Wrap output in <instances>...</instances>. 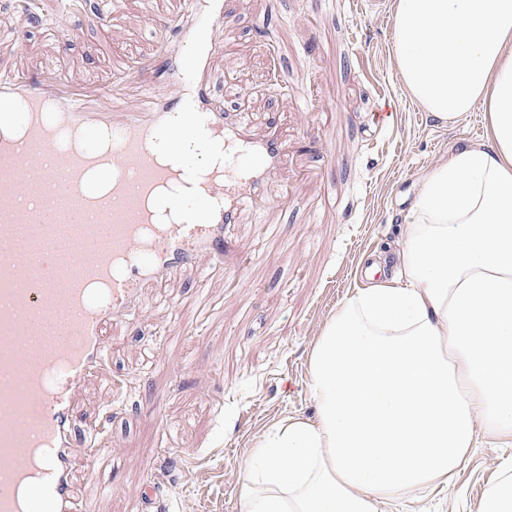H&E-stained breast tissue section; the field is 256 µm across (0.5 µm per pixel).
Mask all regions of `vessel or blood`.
<instances>
[{"label":"vessel or blood","mask_w":512,"mask_h":512,"mask_svg":"<svg viewBox=\"0 0 512 512\" xmlns=\"http://www.w3.org/2000/svg\"><path fill=\"white\" fill-rule=\"evenodd\" d=\"M223 22V0H184L178 21L154 20L152 61L115 69L106 85L118 99L125 81L148 67H165L166 77L141 84L136 104L125 112L111 111L99 96L53 71L0 77V102L15 107L0 115V128L19 121L30 133L25 142L0 138V164L10 166L0 177V512H96L95 498L75 491L70 463L78 457L109 459L116 450L96 446L94 424L85 443L75 445L71 416L80 382L92 373H108L104 328L113 317L140 316V290L146 283L181 266H198L203 252L222 259L225 236L243 217L263 221L260 203L284 148L274 139L250 138L243 121L225 112L223 101L205 89ZM200 124L242 150L232 172L204 188L197 179L199 165L182 154H174L166 166L153 160L158 134L169 131L182 139ZM70 129L82 132L91 145L102 132L112 135L109 167L125 179L112 186L110 220H99L95 211L82 207L66 213L54 208L58 195L83 199L94 191L83 166L56 145ZM33 179L43 187L34 200L26 193ZM171 182L180 185L169 200L172 209L184 211L189 198L196 204L190 221L164 227L150 249L141 250L147 217L133 201ZM75 224L110 238L113 251L127 254L125 265L112 269L108 255L100 253L80 262L73 274L60 276L54 260L73 253ZM99 280L109 283L106 297L86 304V283ZM15 307L79 313L83 329L64 348L33 345L24 323L6 315Z\"/></svg>","instance_id":"vessel-or-blood-1"}]
</instances>
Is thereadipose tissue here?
Returning <instances> with one entry per match:
<instances>
[{
	"label": "adipose tissue",
	"instance_id": "1",
	"mask_svg": "<svg viewBox=\"0 0 512 512\" xmlns=\"http://www.w3.org/2000/svg\"><path fill=\"white\" fill-rule=\"evenodd\" d=\"M410 96L484 142L425 174L396 260L314 342V418L261 435L241 512H380L447 481L478 433L512 439V0H393Z\"/></svg>",
	"mask_w": 512,
	"mask_h": 512
}]
</instances>
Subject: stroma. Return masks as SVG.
<instances>
[{
	"label": "stroma",
	"instance_id": "obj_1",
	"mask_svg": "<svg viewBox=\"0 0 512 512\" xmlns=\"http://www.w3.org/2000/svg\"><path fill=\"white\" fill-rule=\"evenodd\" d=\"M42 23L0 0V29L21 52L0 71L57 70L103 93L116 61L153 56L144 9L169 17L181 0H121L116 13L80 0H35ZM393 0L347 15L338 0H224V52L212 84L251 135L288 144L267 188L264 224L236 225L224 261L200 283L194 268L147 284L140 320H113L111 379L92 377L74 399L73 436L98 423L120 454L74 464L77 490H98L97 512H240L243 466L258 437L293 416L314 417L309 357L336 308L364 287L362 257L395 244L423 175L442 155L483 141L482 112L456 125L409 95L393 54ZM390 107L389 127L371 112ZM288 247L270 245L263 225ZM512 445L480 435L447 483L388 503L384 512H478Z\"/></svg>",
	"mask_w": 512,
	"mask_h": 512
}]
</instances>
